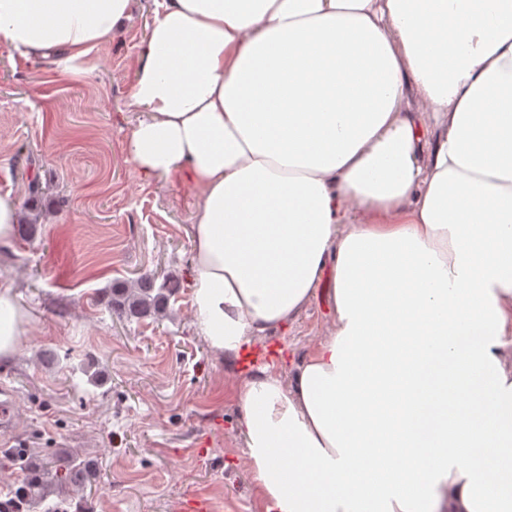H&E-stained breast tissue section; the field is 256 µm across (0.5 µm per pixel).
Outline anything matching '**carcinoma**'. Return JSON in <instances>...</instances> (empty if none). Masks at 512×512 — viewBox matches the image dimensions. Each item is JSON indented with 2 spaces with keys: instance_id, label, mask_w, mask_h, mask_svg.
<instances>
[{
  "instance_id": "obj_1",
  "label": "carcinoma",
  "mask_w": 512,
  "mask_h": 512,
  "mask_svg": "<svg viewBox=\"0 0 512 512\" xmlns=\"http://www.w3.org/2000/svg\"><path fill=\"white\" fill-rule=\"evenodd\" d=\"M27 190L28 213L22 217L18 230L31 236L43 217L42 211L37 209L42 187L38 180L33 179L28 183ZM173 296L174 289L164 284L157 287L153 280L141 277L104 289L101 301L128 322L147 317L162 320L168 316L169 301ZM17 461L22 465V481L13 490L10 501L0 503V512H35L41 506L44 512H70L71 502L67 499L47 503L51 486L61 489L77 487L84 491L96 484V468L79 453L70 455L62 471L52 475L46 474L32 458L19 455Z\"/></svg>"
}]
</instances>
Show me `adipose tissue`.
Wrapping results in <instances>:
<instances>
[{
    "instance_id": "1",
    "label": "adipose tissue",
    "mask_w": 512,
    "mask_h": 512,
    "mask_svg": "<svg viewBox=\"0 0 512 512\" xmlns=\"http://www.w3.org/2000/svg\"><path fill=\"white\" fill-rule=\"evenodd\" d=\"M128 153L186 182L193 319L239 359L318 293L238 427L265 512H512V0H155ZM131 0H0L40 63ZM28 316L0 275V362Z\"/></svg>"
}]
</instances>
